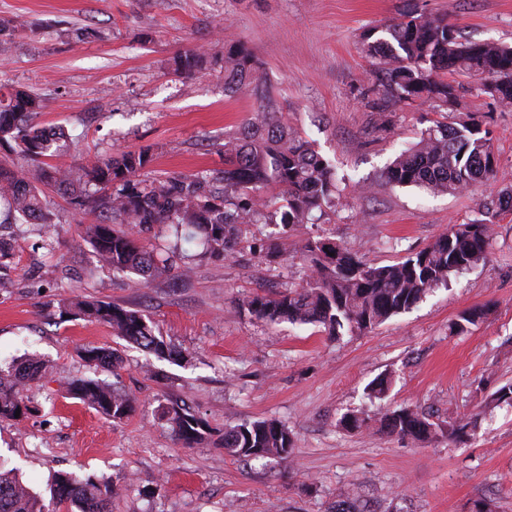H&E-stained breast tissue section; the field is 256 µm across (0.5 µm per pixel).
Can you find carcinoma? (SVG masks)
<instances>
[{"label":"carcinoma","instance_id":"cac0c4a2","mask_svg":"<svg viewBox=\"0 0 512 512\" xmlns=\"http://www.w3.org/2000/svg\"><path fill=\"white\" fill-rule=\"evenodd\" d=\"M363 51L383 65L389 89L404 100L426 99L442 106L456 99L459 86L448 77L474 76L495 102L512 105V46L470 41L444 18L413 13L383 29L365 34ZM227 91L236 94L250 85L255 70L251 57L229 49L221 57ZM205 55L196 51L173 57V70L192 74L202 69ZM44 103L37 95L16 90L0 97V147L6 146L22 164H0V202L28 224L46 223L47 204L42 187L69 190L73 203L83 206L87 187L104 192L94 206L96 222L89 242L98 261L118 272L139 276L140 285L172 265H158L154 253L139 246L136 236L158 225L168 228L173 244L167 260L179 259L187 271L191 255L180 242L198 239L205 251L225 259L236 256L248 224H275L282 231L258 244L271 262L288 256V229L307 224L314 213L330 206L337 189L331 163L276 112L261 109L238 137L224 140V169L191 175L143 178L152 162L145 152L120 151L96 158L75 172L57 162L66 146L64 129L46 134L36 122ZM490 131L471 117L453 126L434 123L414 146L400 151L385 171L395 185L427 193H454L495 176ZM493 228L478 222L452 224L448 232L403 261L375 266L343 245L327 238L306 240L298 250L308 264L305 284L274 297L255 294L240 307L270 324H315L330 337L365 334L390 318L416 306L426 292L446 285L450 277L487 257ZM72 316L103 323L130 345L173 362L182 351L157 333L142 311L99 299L62 301ZM473 308L451 325L463 334L483 317ZM89 365L102 370L122 367L117 349L92 346L80 351ZM44 364L27 358L0 368V419L15 418L25 408L20 387L42 376ZM66 391L105 418L121 421L135 409L134 396L99 379L82 378L64 384ZM163 417L185 447L209 439L210 424L179 406L166 407ZM476 423L461 419L444 429L416 408H401L378 419V431L402 439L428 442L440 433L456 440L474 431ZM218 445L240 461L292 458L295 448L288 428L276 419L242 421L224 427ZM57 504L74 512H109L119 488L103 478L83 480L67 472L55 475L50 487ZM0 512H46L41 496L12 469L0 466Z\"/></svg>","mask_w":512,"mask_h":512}]
</instances>
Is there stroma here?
<instances>
[{
	"label": "stroma",
	"instance_id": "obj_1",
	"mask_svg": "<svg viewBox=\"0 0 512 512\" xmlns=\"http://www.w3.org/2000/svg\"><path fill=\"white\" fill-rule=\"evenodd\" d=\"M409 10L445 17L469 39L512 45V0H0V18L14 22L0 36V91L44 99L37 121L66 129L67 166L145 150L152 177L218 171L225 138L264 107L281 113L338 178L331 207L294 226L289 249L330 237L379 266L413 255L452 224L484 219L494 229L484 262L370 333L331 338L312 324L266 323L239 306L308 273L299 258L271 264L252 250L275 225H249L248 244L232 260L190 246L186 274L136 287L98 263L85 234L93 214L45 187L50 222L42 232L0 226L11 245L0 267V365L35 355L48 366L24 389L28 413L0 422L1 465L46 499L59 471L111 478L121 489L112 512H333L347 490L357 512H472L480 499L512 512V406L482 409L491 392L512 384V211L498 207L500 191L512 189V107L496 105L466 76L447 107L390 93L378 62L362 51L363 36ZM232 47L256 66L255 82L240 93L225 91L220 66L193 75L172 69L177 53ZM380 112L389 131L375 126ZM470 116L490 131L491 184L433 196L386 180L396 153L433 121ZM69 285L141 310L185 361L131 347L107 325L64 317ZM475 306L487 308L486 318L453 334L452 323ZM88 345L118 349L122 368L89 369L77 355ZM93 376L132 394L137 411L113 422L66 393V381ZM383 376L386 395L369 399L368 384ZM175 402L219 433L228 423L276 419L295 456L239 461L213 439L183 447L161 414ZM402 407L443 426L475 419V433L420 444L340 424L347 413Z\"/></svg>",
	"mask_w": 512,
	"mask_h": 512
}]
</instances>
